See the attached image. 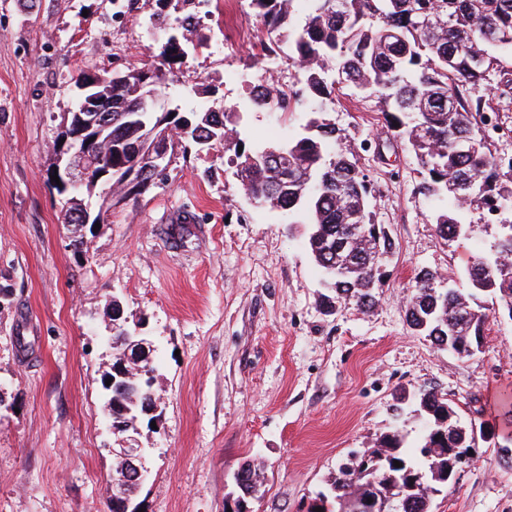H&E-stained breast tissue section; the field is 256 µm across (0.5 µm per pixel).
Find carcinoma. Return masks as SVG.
<instances>
[{
  "mask_svg": "<svg viewBox=\"0 0 512 512\" xmlns=\"http://www.w3.org/2000/svg\"><path fill=\"white\" fill-rule=\"evenodd\" d=\"M180 2L183 18L176 33H171L164 10L152 16L161 41L156 64L119 74L112 80V101L102 105L114 116L128 114L112 125V181L124 180L133 153L149 149L157 135L189 120L190 137L170 140V148L236 147L230 163L238 188L248 198L271 211L305 214L310 254L334 292L327 301L372 308L380 256L391 252L393 242L381 224L377 238L356 235L357 225L372 223L373 187L350 147L331 148L343 140L334 124L315 116L305 132L267 143L249 139L238 112L208 107L185 114L178 107L166 112L150 108L156 84L183 65V48L204 46L200 23H188L196 17L190 10L194 0ZM311 3V13L294 27L290 0H250L267 26L265 51L276 55L280 43L288 42V61L298 67L312 98L327 99L336 86L350 84L379 99L388 126L407 141L421 168V191L442 202L433 222L443 239L462 235L471 207L499 208L512 200V158L491 152L477 122L484 111L477 89L494 61L489 50L512 51V0ZM331 63L335 78L330 82L326 72ZM246 108L284 111L288 101L251 94ZM274 153L281 154V162H261ZM78 193L77 188L64 193L61 223H79ZM467 280V288H443L444 277L420 271L406 313L411 330L446 347L451 320L454 342L462 348L483 333L487 315L473 306L475 292L501 303L512 301V224L491 253L472 262ZM419 405L430 419L422 445L408 454L398 432L385 435L380 447L367 454L377 459L376 473L353 467L336 478V512H356L365 496L377 499L378 512H429L431 497L460 467L456 448L471 446V430L456 419L442 428L451 404L431 390L419 394Z\"/></svg>",
  "mask_w": 512,
  "mask_h": 512,
  "instance_id": "carcinoma-1",
  "label": "carcinoma"
}]
</instances>
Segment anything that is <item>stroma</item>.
Returning <instances> with one entry per match:
<instances>
[{"label":"stroma","mask_w":512,"mask_h":512,"mask_svg":"<svg viewBox=\"0 0 512 512\" xmlns=\"http://www.w3.org/2000/svg\"><path fill=\"white\" fill-rule=\"evenodd\" d=\"M226 2L195 0L207 46L161 88L159 105L232 109L246 99L267 32L250 0ZM157 9L156 0H0V289L10 292L0 298V512H111L115 437L101 376L112 296L129 323H144L157 369L161 414L155 427L138 424L148 474L134 512H230L247 462L256 469L247 512H305L385 435L417 447L427 427L417 396L429 388L462 426L496 433L431 512H512V468L496 450L512 434L501 404L512 395V319L477 295L483 348L461 358L405 318L416 274L467 287L496 226L474 209L464 236H438L437 203L376 98L345 87L243 116L251 138L282 140L321 112L354 147L375 189L372 221L395 243L371 310L321 304L304 225L238 190L220 146L174 149L164 178L125 202L84 192L104 220L74 250L48 179L52 146L79 103V72H124L158 53ZM481 94L498 126L488 147L510 157L512 53L497 52ZM187 213L194 223H181Z\"/></svg>","instance_id":"stroma-1"}]
</instances>
